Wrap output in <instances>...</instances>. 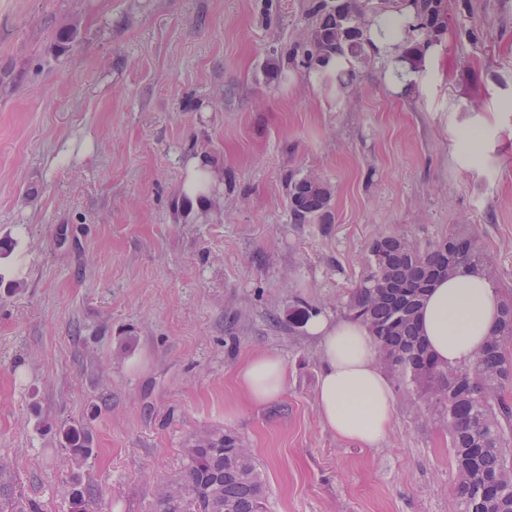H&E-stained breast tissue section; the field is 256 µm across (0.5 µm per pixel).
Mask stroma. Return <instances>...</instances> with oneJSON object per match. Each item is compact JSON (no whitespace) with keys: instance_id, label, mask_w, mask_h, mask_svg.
<instances>
[{"instance_id":"35a3bbf8","label":"stroma","mask_w":512,"mask_h":512,"mask_svg":"<svg viewBox=\"0 0 512 512\" xmlns=\"http://www.w3.org/2000/svg\"><path fill=\"white\" fill-rule=\"evenodd\" d=\"M306 5L0 0V512H70L77 488L89 512H154L187 442L225 430L268 512H456L443 423L399 401L379 445L336 439L290 315L343 317L382 232L472 234L512 297V0H448L421 74L380 57L343 89L266 66ZM292 171L330 188L331 223H292ZM260 351L288 367L266 407L237 385Z\"/></svg>"}]
</instances>
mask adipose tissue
Listing matches in <instances>:
<instances>
[{"label":"adipose tissue","mask_w":512,"mask_h":512,"mask_svg":"<svg viewBox=\"0 0 512 512\" xmlns=\"http://www.w3.org/2000/svg\"><path fill=\"white\" fill-rule=\"evenodd\" d=\"M500 304L499 290L487 278L466 274L439 281L419 313L421 333L441 363H464L481 350L498 323ZM306 332L321 354L316 407L322 421L340 440L378 445L393 420L394 389L368 329L319 312L308 318ZM238 385L253 405L272 404L287 389L286 365L277 353L254 354L241 368Z\"/></svg>","instance_id":"ef3b65f1"}]
</instances>
